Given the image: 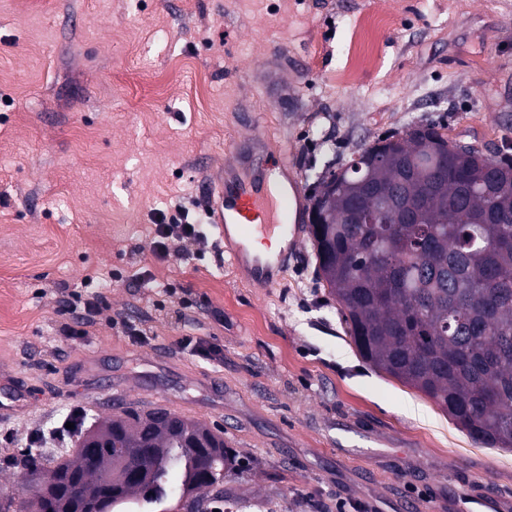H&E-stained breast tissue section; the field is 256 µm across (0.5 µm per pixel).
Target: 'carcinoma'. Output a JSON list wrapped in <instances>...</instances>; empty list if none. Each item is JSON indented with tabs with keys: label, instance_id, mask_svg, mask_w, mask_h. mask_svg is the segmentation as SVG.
I'll use <instances>...</instances> for the list:
<instances>
[{
	"label": "carcinoma",
	"instance_id": "obj_1",
	"mask_svg": "<svg viewBox=\"0 0 512 512\" xmlns=\"http://www.w3.org/2000/svg\"><path fill=\"white\" fill-rule=\"evenodd\" d=\"M360 207L380 224H341ZM310 223L317 276L361 357L433 400L471 438L512 449V158L452 140L435 126L378 139L316 181ZM61 459L21 454V493L44 474L78 476L41 503L66 512L75 492L107 512H244L224 481L253 467L208 425L165 408L96 422ZM214 452L195 457L194 438Z\"/></svg>",
	"mask_w": 512,
	"mask_h": 512
}]
</instances>
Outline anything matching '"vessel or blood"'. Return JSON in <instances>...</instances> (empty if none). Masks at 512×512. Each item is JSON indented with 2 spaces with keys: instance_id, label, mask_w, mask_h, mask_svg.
<instances>
[{
  "instance_id": "vessel-or-blood-1",
  "label": "vessel or blood",
  "mask_w": 512,
  "mask_h": 512,
  "mask_svg": "<svg viewBox=\"0 0 512 512\" xmlns=\"http://www.w3.org/2000/svg\"><path fill=\"white\" fill-rule=\"evenodd\" d=\"M252 149L237 153L225 165L220 178L209 185L212 219L233 264L258 287L274 285L287 262V248L274 253L256 250V243L277 238L300 237L305 200L297 182L289 180L287 163L277 170L264 169L261 159L272 147L259 134L251 138Z\"/></svg>"
}]
</instances>
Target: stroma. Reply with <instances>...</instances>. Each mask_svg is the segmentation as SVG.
Instances as JSON below:
<instances>
[{"mask_svg": "<svg viewBox=\"0 0 512 512\" xmlns=\"http://www.w3.org/2000/svg\"><path fill=\"white\" fill-rule=\"evenodd\" d=\"M372 13L377 61L341 78ZM253 115L306 193L415 124L512 149V0H0V372L27 394L0 416V494L35 433L163 406L256 460L224 485L250 512H512V452L362 360L308 238L270 288L211 224L157 254V214L196 221ZM72 298L70 310L75 314L77 320L83 322L97 311L101 296L97 293L84 295V297H82V294H75Z\"/></svg>", "mask_w": 512, "mask_h": 512, "instance_id": "35a3bbf8", "label": "stroma"}]
</instances>
